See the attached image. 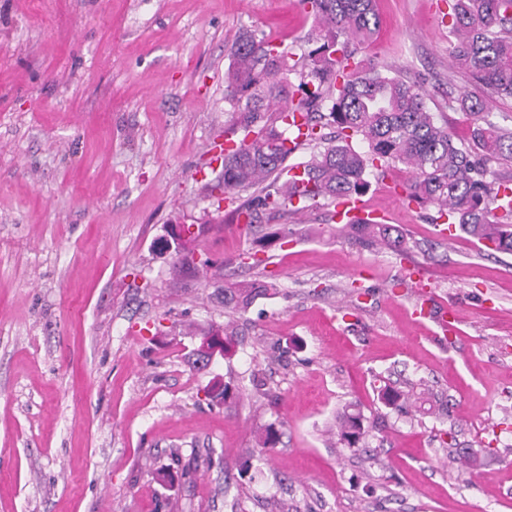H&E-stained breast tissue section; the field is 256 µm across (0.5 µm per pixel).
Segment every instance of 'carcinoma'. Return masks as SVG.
Wrapping results in <instances>:
<instances>
[{"mask_svg": "<svg viewBox=\"0 0 512 512\" xmlns=\"http://www.w3.org/2000/svg\"><path fill=\"white\" fill-rule=\"evenodd\" d=\"M317 31L296 55L256 30L241 32L224 71V102L241 138L221 153L224 177L214 197L247 193L237 207L247 229L261 215L293 204L288 184L305 183L299 202L337 205L367 191L371 169L399 164L410 177L408 202L428 205L437 218L480 244L482 251L512 254V177L498 168L512 162V128L491 119L493 98H512V0H448L450 54L457 67L490 91V99L448 94V107L469 116L471 139L457 142L427 106L418 81L350 49L374 33V0H300ZM300 114L305 140L321 148L297 165H286L296 147L289 119ZM327 127L335 128L329 137ZM367 145L357 149L353 141ZM348 239L379 245L399 255L414 244L393 224L371 219L341 227ZM268 290L265 283L224 287V306L244 312ZM365 434L353 405L337 415V436L350 447Z\"/></svg>", "mask_w": 512, "mask_h": 512, "instance_id": "carcinoma-1", "label": "carcinoma"}]
</instances>
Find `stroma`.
Returning <instances> with one entry per match:
<instances>
[{
  "label": "stroma",
  "mask_w": 512,
  "mask_h": 512,
  "mask_svg": "<svg viewBox=\"0 0 512 512\" xmlns=\"http://www.w3.org/2000/svg\"><path fill=\"white\" fill-rule=\"evenodd\" d=\"M375 4L359 56L469 140L446 0ZM244 28L298 52L314 23L299 0H0V512H512V254L440 238L395 167L361 201L410 257L329 234L324 201L265 216L293 234L258 260L207 191ZM251 280L272 288L225 309ZM418 287L458 334L413 325ZM230 319L231 356L194 368ZM217 375L237 397L210 401ZM350 403L360 448L336 439ZM268 290L266 283H252L244 286L224 287V307L231 308L238 312H245L251 305L253 299L260 293Z\"/></svg>",
  "instance_id": "obj_1"
}]
</instances>
